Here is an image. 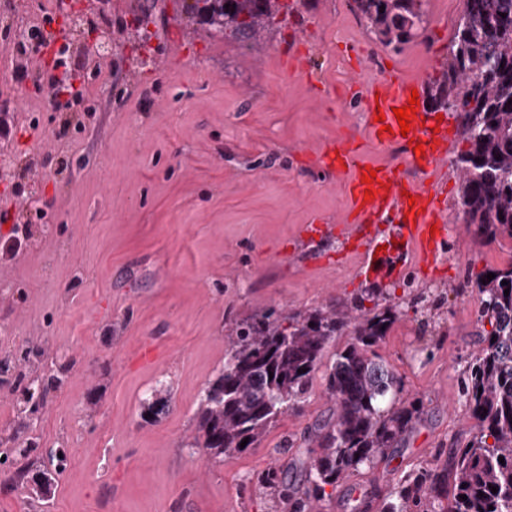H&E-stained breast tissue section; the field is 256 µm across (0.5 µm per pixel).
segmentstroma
I'll return each instance as SVG.
<instances>
[{
	"mask_svg": "<svg viewBox=\"0 0 512 512\" xmlns=\"http://www.w3.org/2000/svg\"><path fill=\"white\" fill-rule=\"evenodd\" d=\"M0 0V357L21 347L64 356L70 369L33 419L43 447L72 448L49 494L0 483V512H288L257 481L275 467L295 488L316 424L333 403L323 372L305 401L257 445L213 457L196 445L197 409L224 367L236 321L276 309L305 315L365 307L371 288L393 290L402 313L377 353L421 412L414 430L307 512H383L401 475L442 465L475 421L460 401L476 351L475 299L466 282L512 259V242H486L464 223L459 180L439 165L450 248L443 273L402 278L359 271L346 238H312L304 225L350 221L347 174L321 157L355 137L365 162L397 159L366 126L365 86L394 72L431 81L448 65L464 0H425V31L395 51L351 0H280L260 42L223 36L192 14V0ZM68 35V65L83 98L55 107L37 85L38 56L17 62L15 29ZM28 76L16 81V65ZM18 253L3 249L11 228ZM168 409L143 417L145 393Z\"/></svg>",
	"mask_w": 512,
	"mask_h": 512,
	"instance_id": "1",
	"label": "stroma"
}]
</instances>
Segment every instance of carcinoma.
Returning a JSON list of instances; mask_svg holds the SVG:
<instances>
[{"label":"carcinoma","mask_w":512,"mask_h":512,"mask_svg":"<svg viewBox=\"0 0 512 512\" xmlns=\"http://www.w3.org/2000/svg\"><path fill=\"white\" fill-rule=\"evenodd\" d=\"M353 2L370 32L394 50L418 36L426 23L425 0ZM193 9L215 31L251 41L279 12L278 0H194ZM434 84L432 104L452 113L467 144L452 161L464 223L489 241L512 239V0H465L448 68ZM492 273L491 280L482 272L467 282L476 295L477 321L490 325L461 389L476 420L475 432L442 467L403 475L384 512H411L425 500L443 499L442 512H512V263ZM372 295L377 298L373 308L354 305L357 316L318 309L285 317L271 310L236 323L224 369L208 382L199 402L207 453L242 452V441L255 443L301 402L327 344L351 322L350 339L324 372L334 407L330 419L314 429L316 449L306 461L305 495L327 496L326 487L337 489L345 478L373 466L385 450L398 447L414 429L419 408L396 404L397 377L374 350L398 319L401 304L385 288L373 289ZM68 370L66 363L56 365L40 398L61 386ZM69 452L51 448L47 458L36 456L39 484H53ZM261 481L288 502V512H302L303 500L280 471L267 470Z\"/></svg>","instance_id":"1"}]
</instances>
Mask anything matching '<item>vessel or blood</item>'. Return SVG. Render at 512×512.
<instances>
[{
	"instance_id": "obj_1",
	"label": "vessel or blood",
	"mask_w": 512,
	"mask_h": 512,
	"mask_svg": "<svg viewBox=\"0 0 512 512\" xmlns=\"http://www.w3.org/2000/svg\"><path fill=\"white\" fill-rule=\"evenodd\" d=\"M417 80L389 76L368 89V127L374 141L385 148L403 151L400 161L373 166L357 162V150L347 149L332 155L327 163L331 170L350 172L346 184L349 208L354 223L351 237L353 252L368 273L398 275L408 266L433 268L448 238L437 206L440 188L437 164L447 156L450 134L447 124L436 121L435 113L417 105L409 134H401L394 115L406 106ZM423 152H415V143ZM376 172L379 182L373 201H366L365 173Z\"/></svg>"
}]
</instances>
